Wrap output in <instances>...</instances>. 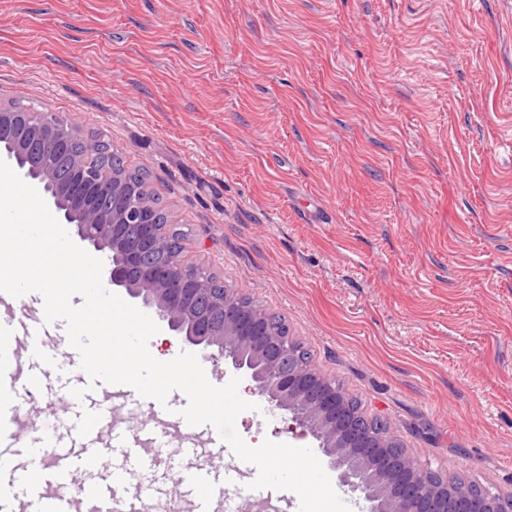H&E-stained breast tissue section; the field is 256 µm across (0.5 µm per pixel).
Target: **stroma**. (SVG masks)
<instances>
[{
    "label": "stroma",
    "instance_id": "1",
    "mask_svg": "<svg viewBox=\"0 0 512 512\" xmlns=\"http://www.w3.org/2000/svg\"><path fill=\"white\" fill-rule=\"evenodd\" d=\"M57 112L145 169L185 254L283 315L313 367L384 421L414 462L512 492V0H0V100ZM40 293L0 310V345ZM42 387L8 399L22 433L116 457L73 489L192 512L188 437L118 399L113 433L77 438L64 321ZM248 446H311L242 412Z\"/></svg>",
    "mask_w": 512,
    "mask_h": 512
}]
</instances>
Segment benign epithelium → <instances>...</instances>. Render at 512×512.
<instances>
[{"label": "benign epithelium", "mask_w": 512, "mask_h": 512, "mask_svg": "<svg viewBox=\"0 0 512 512\" xmlns=\"http://www.w3.org/2000/svg\"><path fill=\"white\" fill-rule=\"evenodd\" d=\"M76 136L77 128L57 113L14 112L0 103V159L42 185L79 241L106 254V284L154 311L190 346L217 350L271 411L313 439L326 468L364 512H512V493L439 481L437 472L401 450L395 434L373 433L357 420L364 413H352L342 386L307 363L294 337L275 329L265 309L242 304L233 289L213 287L212 272L170 254L174 224L157 222L151 188L137 190L117 173L105 177L78 156L69 182L61 184L39 158L68 152ZM85 190L109 197L111 208H71L67 195Z\"/></svg>", "instance_id": "1"}]
</instances>
